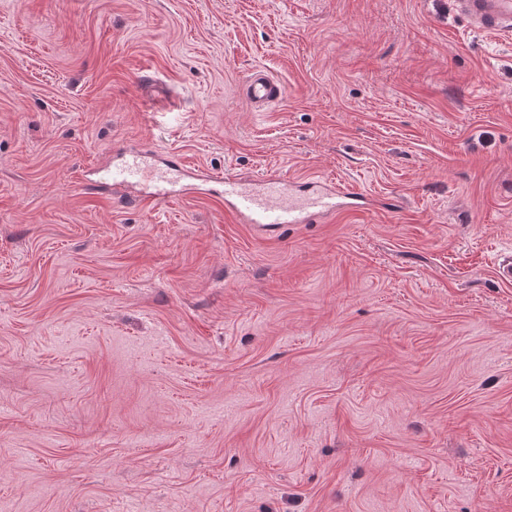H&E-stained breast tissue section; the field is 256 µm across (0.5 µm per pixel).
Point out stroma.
<instances>
[{"label": "stroma", "mask_w": 512, "mask_h": 512, "mask_svg": "<svg viewBox=\"0 0 512 512\" xmlns=\"http://www.w3.org/2000/svg\"><path fill=\"white\" fill-rule=\"evenodd\" d=\"M126 145L362 207L84 191ZM511 256L512 36L455 0H0V512H512ZM282 95V85L261 70L253 73L244 94L246 99L257 107L278 100Z\"/></svg>", "instance_id": "35a3bbf8"}]
</instances>
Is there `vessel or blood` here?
<instances>
[{"instance_id": "vessel-or-blood-1", "label": "vessel or blood", "mask_w": 512, "mask_h": 512, "mask_svg": "<svg viewBox=\"0 0 512 512\" xmlns=\"http://www.w3.org/2000/svg\"><path fill=\"white\" fill-rule=\"evenodd\" d=\"M456 8L474 30L512 34V0H456ZM282 95V85L261 70L253 73L245 89L246 99L257 107ZM118 158L105 178L87 176L84 190L118 184L124 189V201L153 208L175 196L204 194L218 188L224 195L225 209L259 233L278 232L285 224L322 220L352 208L359 198L354 190L330 181L312 180L301 185L274 171L245 180L202 167L186 168L172 158L152 168L144 153L133 147L125 148Z\"/></svg>"}]
</instances>
